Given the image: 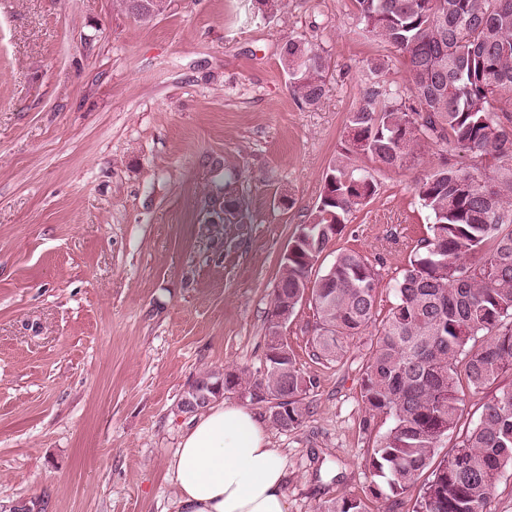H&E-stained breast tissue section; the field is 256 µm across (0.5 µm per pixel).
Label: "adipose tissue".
Wrapping results in <instances>:
<instances>
[{"label":"adipose tissue","mask_w":512,"mask_h":512,"mask_svg":"<svg viewBox=\"0 0 512 512\" xmlns=\"http://www.w3.org/2000/svg\"><path fill=\"white\" fill-rule=\"evenodd\" d=\"M170 474L173 512H288L283 456L244 406L218 403L197 416Z\"/></svg>","instance_id":"ef3b65f1"}]
</instances>
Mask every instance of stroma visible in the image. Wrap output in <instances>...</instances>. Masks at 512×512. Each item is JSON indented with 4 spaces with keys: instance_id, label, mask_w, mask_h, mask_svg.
<instances>
[{
    "instance_id": "stroma-1",
    "label": "stroma",
    "mask_w": 512,
    "mask_h": 512,
    "mask_svg": "<svg viewBox=\"0 0 512 512\" xmlns=\"http://www.w3.org/2000/svg\"><path fill=\"white\" fill-rule=\"evenodd\" d=\"M352 0H167L138 21L119 0H0V504L37 496L49 512H172L169 468L201 374L263 378L282 254L315 208L370 62L403 58L355 34ZM329 54L328 89L301 105L280 64L291 36ZM459 151L424 147L418 165L367 168L375 195L323 260L363 253L380 273L377 311L427 211L414 184ZM239 175L233 189L224 177ZM244 198L245 219L225 212ZM315 318L297 307L286 339L315 380L292 431L249 390L226 392L263 421L287 460L288 512L371 496L364 462L387 432L359 387L369 336L342 362L313 359Z\"/></svg>"
}]
</instances>
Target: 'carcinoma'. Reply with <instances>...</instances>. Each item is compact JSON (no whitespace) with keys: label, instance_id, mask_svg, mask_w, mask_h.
Segmentation results:
<instances>
[{"label":"carcinoma","instance_id":"cac0c4a2","mask_svg":"<svg viewBox=\"0 0 512 512\" xmlns=\"http://www.w3.org/2000/svg\"><path fill=\"white\" fill-rule=\"evenodd\" d=\"M356 33L405 60L407 84L383 76L387 59L369 66L347 138L311 212L308 248L281 262L272 308L309 294L317 360L339 362L350 341L376 333L361 378L362 400L391 427L365 459L378 478L371 494L396 499L426 469L413 512H488L501 477L512 469V387L482 405L478 421L441 460L433 459L463 417L460 380L480 393L512 370V0H353ZM289 89L315 107L327 85L326 51L304 36L281 51ZM461 150L474 163L441 160L420 176L415 193L432 219L396 280L395 302L376 325L380 274L362 253L339 251L323 272L306 256L325 252L348 216L376 192L358 161L396 170L419 162L423 144ZM290 303H285V300ZM261 402L285 408L278 429L300 427L310 413L312 381L288 352L254 383ZM317 512H368L363 499L326 501Z\"/></svg>","mask_w":512,"mask_h":512}]
</instances>
